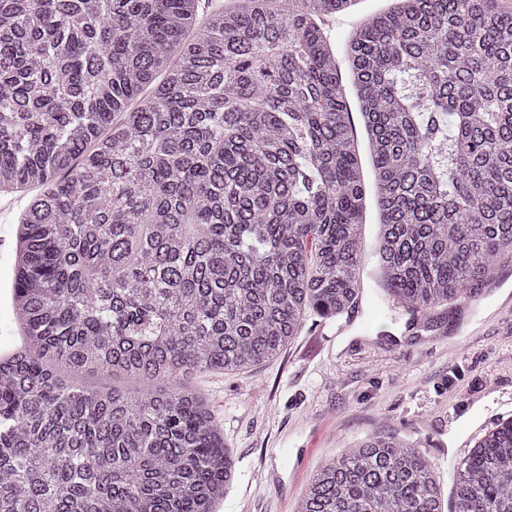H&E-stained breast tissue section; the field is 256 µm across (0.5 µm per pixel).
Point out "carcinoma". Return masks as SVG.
<instances>
[{
  "label": "carcinoma",
  "mask_w": 512,
  "mask_h": 512,
  "mask_svg": "<svg viewBox=\"0 0 512 512\" xmlns=\"http://www.w3.org/2000/svg\"><path fill=\"white\" fill-rule=\"evenodd\" d=\"M348 0H0V193L15 230L0 512H214L233 460L184 381L279 357L359 298L367 206L390 310L512 253V6L397 0L336 53ZM149 389L89 388V376ZM298 512H444L415 446L372 436ZM449 512H512V417Z\"/></svg>",
  "instance_id": "obj_1"
}]
</instances>
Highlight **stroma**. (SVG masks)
Instances as JSON below:
<instances>
[{
    "label": "stroma",
    "instance_id": "35a3bbf8",
    "mask_svg": "<svg viewBox=\"0 0 512 512\" xmlns=\"http://www.w3.org/2000/svg\"><path fill=\"white\" fill-rule=\"evenodd\" d=\"M13 201L0 214V353L18 339L6 271L26 200ZM499 264L502 276L429 323L370 298L341 327L307 316L274 361L189 376L220 417L235 467L217 512H296L318 467L372 434L416 442L450 492L466 441L512 417V256Z\"/></svg>",
    "mask_w": 512,
    "mask_h": 512
}]
</instances>
